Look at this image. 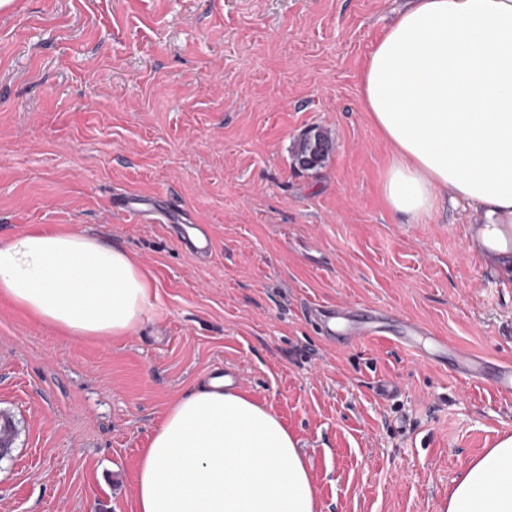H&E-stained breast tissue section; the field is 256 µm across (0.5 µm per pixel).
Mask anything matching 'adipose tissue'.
<instances>
[{"label":"adipose tissue","instance_id":"obj_1","mask_svg":"<svg viewBox=\"0 0 512 512\" xmlns=\"http://www.w3.org/2000/svg\"><path fill=\"white\" fill-rule=\"evenodd\" d=\"M359 94L390 151L382 192L423 220L473 207L481 257L512 278V0H411L377 40ZM153 284L127 250L35 227L0 240V299L73 339L137 330ZM133 512H319L297 440L221 379L172 404L142 449ZM443 512H512V437L472 460Z\"/></svg>","mask_w":512,"mask_h":512}]
</instances>
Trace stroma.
I'll return each mask as SVG.
<instances>
[{
    "mask_svg": "<svg viewBox=\"0 0 512 512\" xmlns=\"http://www.w3.org/2000/svg\"><path fill=\"white\" fill-rule=\"evenodd\" d=\"M404 0H13L0 12V240L91 233L156 281L141 328L73 340L0 302V512H131L142 448L216 369L298 441L319 512H441L512 435L493 374L400 347L395 325L326 342L313 302L398 312L512 362V279L465 250L471 208L393 213L388 147L358 81ZM328 132L322 167L293 157ZM140 196L128 222L114 201ZM207 225L205 261L178 238ZM398 388L379 395L377 383ZM332 148L327 132L322 129H311L304 133L296 142L294 157L303 169L321 166Z\"/></svg>",
    "mask_w": 512,
    "mask_h": 512,
    "instance_id": "35a3bbf8",
    "label": "stroma"
}]
</instances>
